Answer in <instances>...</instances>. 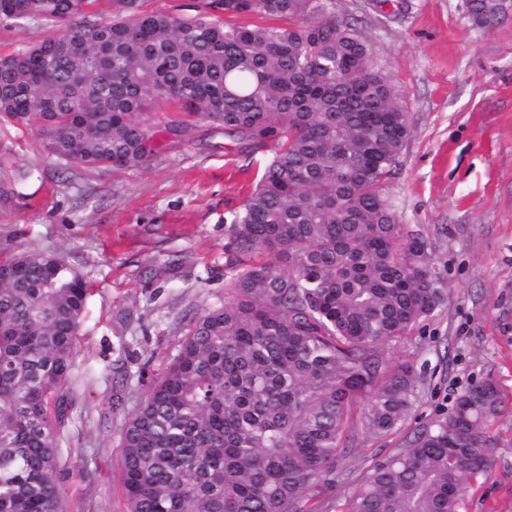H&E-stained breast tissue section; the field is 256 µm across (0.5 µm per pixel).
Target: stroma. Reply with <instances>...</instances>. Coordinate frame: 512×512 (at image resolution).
Returning <instances> with one entry per match:
<instances>
[{"instance_id": "35a3bbf8", "label": "stroma", "mask_w": 512, "mask_h": 512, "mask_svg": "<svg viewBox=\"0 0 512 512\" xmlns=\"http://www.w3.org/2000/svg\"><path fill=\"white\" fill-rule=\"evenodd\" d=\"M502 3L487 29L467 0H325L328 15L366 37L374 70L408 114L385 195L399 223L428 234L448 296L419 333L385 346L387 358L421 367L417 399L393 435L359 434L356 457L336 464L340 495L372 459L491 378L504 401L496 453L460 512H512V0ZM179 117L170 105L152 115L147 164L95 171L0 122V260L55 254L90 288L59 426L69 512H125L121 429L189 319L223 304L227 221L273 154L245 152L208 119L167 131ZM118 381L125 407L114 412Z\"/></svg>"}]
</instances>
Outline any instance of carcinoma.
Returning <instances> with one entry per match:
<instances>
[{
  "label": "carcinoma",
  "instance_id": "1",
  "mask_svg": "<svg viewBox=\"0 0 512 512\" xmlns=\"http://www.w3.org/2000/svg\"><path fill=\"white\" fill-rule=\"evenodd\" d=\"M93 2L0 0V23H68L3 58L1 120L88 169L148 163V114L173 102L248 151L274 143L232 213L224 304L189 320L122 429L127 512H328L357 400L377 437L415 403L421 372L384 346L447 302L429 239L384 195L410 137L399 93L323 0H198L189 14L116 0L107 21ZM469 4L497 23L499 0ZM14 267L0 261V512H65L60 390L89 289L64 262ZM502 411L495 380L466 388L368 466L342 512H460Z\"/></svg>",
  "mask_w": 512,
  "mask_h": 512
}]
</instances>
